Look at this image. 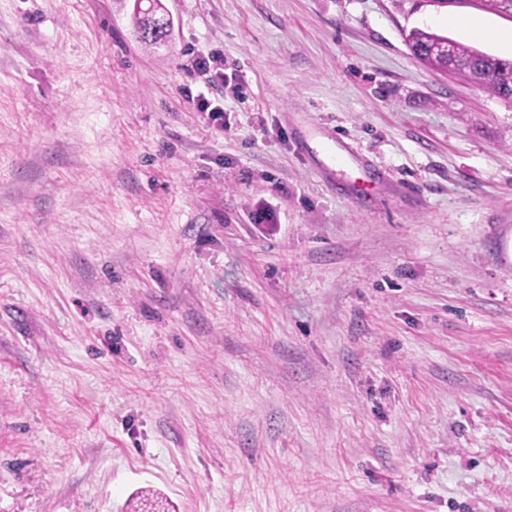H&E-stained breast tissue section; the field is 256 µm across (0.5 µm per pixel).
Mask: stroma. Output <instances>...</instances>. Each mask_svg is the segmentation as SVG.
Instances as JSON below:
<instances>
[{
	"label": "stroma",
	"mask_w": 512,
	"mask_h": 512,
	"mask_svg": "<svg viewBox=\"0 0 512 512\" xmlns=\"http://www.w3.org/2000/svg\"><path fill=\"white\" fill-rule=\"evenodd\" d=\"M161 2L0 0V512H512V13ZM134 2V16L140 39L149 45L165 44L171 33L172 22L164 15L157 17L158 12L164 10L161 1L135 0ZM143 2L148 3L147 8L142 7ZM405 40L413 57L424 66L437 71L453 69L454 73L499 97H512L511 60L500 59L420 28L411 29Z\"/></svg>",
	"instance_id": "1"
}]
</instances>
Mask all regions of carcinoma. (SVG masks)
Wrapping results in <instances>:
<instances>
[{
  "label": "carcinoma",
  "instance_id": "carcinoma-1",
  "mask_svg": "<svg viewBox=\"0 0 512 512\" xmlns=\"http://www.w3.org/2000/svg\"><path fill=\"white\" fill-rule=\"evenodd\" d=\"M162 10L160 0H135L136 28L144 43L161 45L168 41L172 22L158 15ZM405 40L413 57L423 65L437 71L452 69L499 97H512L511 60L420 28L411 29Z\"/></svg>",
  "mask_w": 512,
  "mask_h": 512
}]
</instances>
